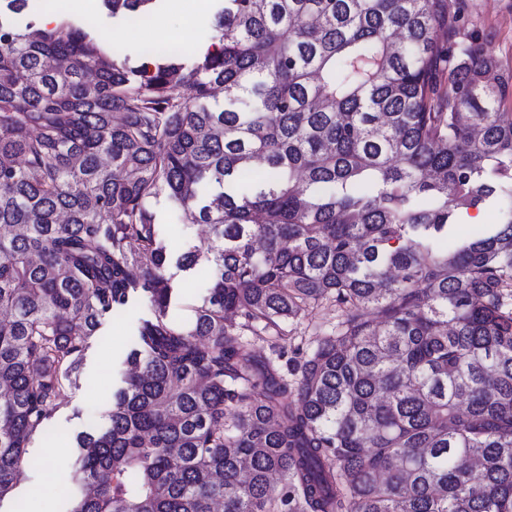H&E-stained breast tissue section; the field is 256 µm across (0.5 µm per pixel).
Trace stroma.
I'll return each mask as SVG.
<instances>
[{
    "instance_id": "obj_1",
    "label": "stroma",
    "mask_w": 512,
    "mask_h": 512,
    "mask_svg": "<svg viewBox=\"0 0 512 512\" xmlns=\"http://www.w3.org/2000/svg\"><path fill=\"white\" fill-rule=\"evenodd\" d=\"M216 4L217 0H206L197 15L162 9L163 29L159 32L148 23L137 27L129 20L112 19L99 0H88L81 9L64 7L62 14L77 23H90L101 43L142 65L150 61L151 50L160 44L176 46L188 59L210 46ZM470 4L471 14L461 27L462 33L476 30L486 35L490 53L502 69L512 70V0H470ZM210 273L211 266L204 260L191 270L176 273L174 283L182 298L175 311L178 319H191L193 307L207 292ZM147 311L146 303L136 302L102 321L56 411L42 430L30 436L27 460L16 474L11 493L0 500V512H18L29 498L35 505L46 506L48 512H70L68 489L79 465L75 436L88 424L102 421L113 394L123 386L135 329Z\"/></svg>"
}]
</instances>
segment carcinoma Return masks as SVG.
<instances>
[{
	"instance_id": "carcinoma-1",
	"label": "carcinoma",
	"mask_w": 512,
	"mask_h": 512,
	"mask_svg": "<svg viewBox=\"0 0 512 512\" xmlns=\"http://www.w3.org/2000/svg\"><path fill=\"white\" fill-rule=\"evenodd\" d=\"M30 2L0 12V499L144 292L70 512H512V117L464 0H222L219 48L151 67ZM162 201L212 231L189 323ZM470 209L496 222L459 236ZM323 301L287 379L251 337Z\"/></svg>"
}]
</instances>
